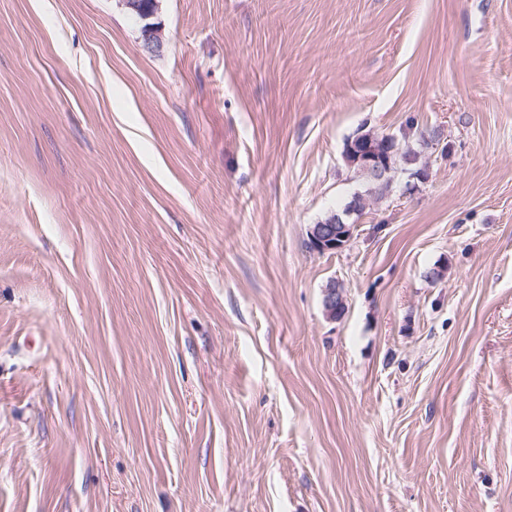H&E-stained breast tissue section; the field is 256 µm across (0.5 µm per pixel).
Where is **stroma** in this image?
<instances>
[{
    "label": "stroma",
    "instance_id": "1",
    "mask_svg": "<svg viewBox=\"0 0 512 512\" xmlns=\"http://www.w3.org/2000/svg\"><path fill=\"white\" fill-rule=\"evenodd\" d=\"M156 20L0 0V512H512V0ZM390 136L394 147L392 153L387 141L379 139L374 142L371 136L363 132L354 140L348 141L344 153L352 158L353 163H359L360 167L377 181L390 180L393 172L391 164L396 169L416 171L415 166L420 152L413 149L402 150L400 141L394 135ZM358 205L355 203L345 212L344 216L326 215L321 224H313L310 230V242L315 250L320 253L337 252L342 250L353 237L357 224L347 222L351 215L358 213ZM330 222L332 224H323Z\"/></svg>",
    "mask_w": 512,
    "mask_h": 512
}]
</instances>
